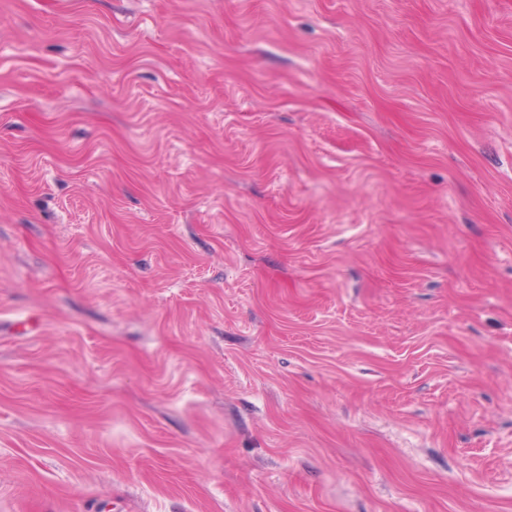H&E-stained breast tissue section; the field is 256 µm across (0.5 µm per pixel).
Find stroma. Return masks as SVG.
<instances>
[{"instance_id": "obj_1", "label": "stroma", "mask_w": 512, "mask_h": 512, "mask_svg": "<svg viewBox=\"0 0 512 512\" xmlns=\"http://www.w3.org/2000/svg\"><path fill=\"white\" fill-rule=\"evenodd\" d=\"M0 512H512V0H0Z\"/></svg>"}]
</instances>
